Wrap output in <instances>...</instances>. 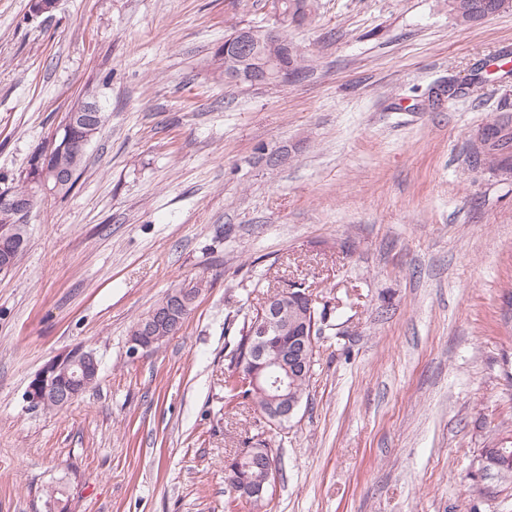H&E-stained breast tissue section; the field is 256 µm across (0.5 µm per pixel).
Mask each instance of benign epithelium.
<instances>
[{
    "instance_id": "1",
    "label": "benign epithelium",
    "mask_w": 512,
    "mask_h": 512,
    "mask_svg": "<svg viewBox=\"0 0 512 512\" xmlns=\"http://www.w3.org/2000/svg\"><path fill=\"white\" fill-rule=\"evenodd\" d=\"M268 10L273 23L255 29L238 28L233 38L240 46L250 48L253 42L260 41L272 52L277 60L288 58L293 52V43L285 36L282 18V0H268ZM243 83H269L267 73L244 67L240 61L224 65V84L238 86ZM99 105L93 99L80 101L68 112L63 130H68L76 121L90 124L99 119ZM87 150V142L73 139L70 136L54 138L48 151L60 154L81 155ZM74 179V171L68 167L57 165L46 167L42 171L40 186L43 193H51V185ZM0 206L15 209L24 213H32L35 198L32 196L18 197L9 192L0 195ZM314 298L302 285H291L286 289L273 291L264 298L254 313L251 324L246 327V347L248 348L247 365L239 371L240 381L249 386H257L260 381L272 374L277 375L276 383L280 384L278 403L274 417L269 421L273 429L283 431L286 424L297 416L300 400L288 398V380L305 366L303 350L293 345L284 346L286 337H301L307 331L303 317L312 311ZM173 311L166 308L159 311L154 321L141 332L129 338L128 354L136 358L140 353L152 349L159 340L157 333L171 322ZM100 363L91 350L78 348L66 354L57 355L45 363L31 380L27 390V401L34 410L44 409L55 402L65 406L77 399L96 379ZM255 465L262 472V480L256 488L257 494H267L273 489L276 472L272 461L263 458L255 459Z\"/></svg>"
}]
</instances>
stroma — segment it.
Masks as SVG:
<instances>
[{
	"mask_svg": "<svg viewBox=\"0 0 512 512\" xmlns=\"http://www.w3.org/2000/svg\"><path fill=\"white\" fill-rule=\"evenodd\" d=\"M319 4L291 32L303 79L230 87L224 38L270 24L266 0H0V190L81 97L106 116L0 275V512H225L224 462L264 431L225 407V357L257 292L292 283L332 327L260 512H512V477L468 478L512 435V180L468 160L512 103V10ZM199 280L180 332L130 359L132 324ZM78 346L96 384L29 410ZM511 0H448L449 11L462 24H474L487 17L512 10L508 6L502 9L504 2Z\"/></svg>",
	"mask_w": 512,
	"mask_h": 512,
	"instance_id": "stroma-1",
	"label": "stroma"
}]
</instances>
